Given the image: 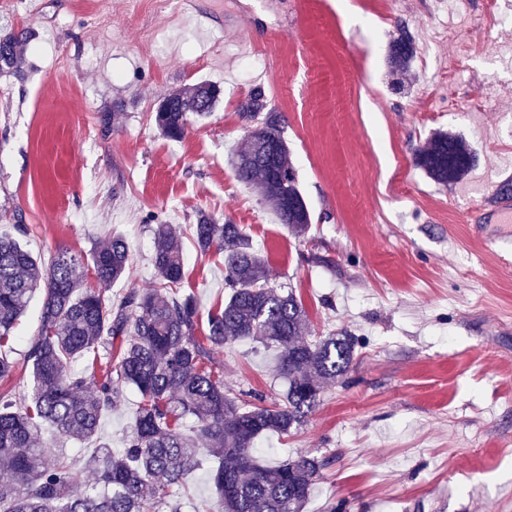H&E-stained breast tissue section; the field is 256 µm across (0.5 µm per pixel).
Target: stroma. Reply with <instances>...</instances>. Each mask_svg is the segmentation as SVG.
I'll list each match as a JSON object with an SVG mask.
<instances>
[{"instance_id": "obj_1", "label": "stroma", "mask_w": 512, "mask_h": 512, "mask_svg": "<svg viewBox=\"0 0 512 512\" xmlns=\"http://www.w3.org/2000/svg\"><path fill=\"white\" fill-rule=\"evenodd\" d=\"M497 2L489 17L483 0H0V28L35 32L24 78L0 76V233L27 225L45 258L123 237L130 275L104 289L116 298L153 287L149 227L173 225L180 288L205 311L226 294L224 257L197 250V214L244 225L313 335L357 341L349 384L328 387L294 435L256 442L269 464L333 457L305 512L342 499L354 512H512V255L484 246L502 225L473 219L512 179V0ZM403 29L417 55L396 75L388 44ZM452 59L465 62L453 83ZM201 81L222 89L214 111L167 140L160 99ZM256 85L312 213L302 236L231 166ZM115 109L104 132L99 115ZM439 129L478 158L445 187L414 165ZM270 358L249 341L225 347V388L279 396ZM138 402L126 391L98 439L46 442L82 469L98 442L123 448Z\"/></svg>"}]
</instances>
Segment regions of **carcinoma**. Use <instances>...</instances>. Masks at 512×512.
<instances>
[{
  "label": "carcinoma",
  "mask_w": 512,
  "mask_h": 512,
  "mask_svg": "<svg viewBox=\"0 0 512 512\" xmlns=\"http://www.w3.org/2000/svg\"><path fill=\"white\" fill-rule=\"evenodd\" d=\"M33 31L0 33V75L22 73L24 45ZM417 53L402 31L388 47L393 71L408 70ZM222 90L200 82L168 93L154 113L160 134L182 139L190 118L211 114ZM249 123L247 145L233 159L239 182L253 187L279 223L297 234L312 224L282 136L281 115L268 108L256 86L239 103ZM415 166L434 183L461 180L476 155L459 135L435 131L416 151ZM151 257L157 286L131 290L117 300L84 283L80 255L62 251L41 263L26 248L24 224L0 235V512H209L193 500L188 477L208 466L223 512H304L331 457L297 454L272 465L259 461L255 442L267 433L288 437L318 408L324 389L348 382L355 341L346 334L308 336L302 302L268 283L267 256L246 229L201 211L193 225L197 249L224 254L228 295L199 321L197 300L182 294L183 248L170 224H154ZM97 284L116 282L130 270L126 241L113 236L89 253ZM41 297L39 326L27 342V395L8 386L16 363L8 358L15 329L35 296ZM251 340L279 349L277 371L287 384L282 399L267 403L256 390L224 388V347ZM104 361L99 376L74 374L72 359ZM132 388L140 409L121 451L102 446L85 459L91 482L79 479L70 459L39 445L45 426L79 441L98 434L103 413Z\"/></svg>",
  "instance_id": "obj_1"
}]
</instances>
